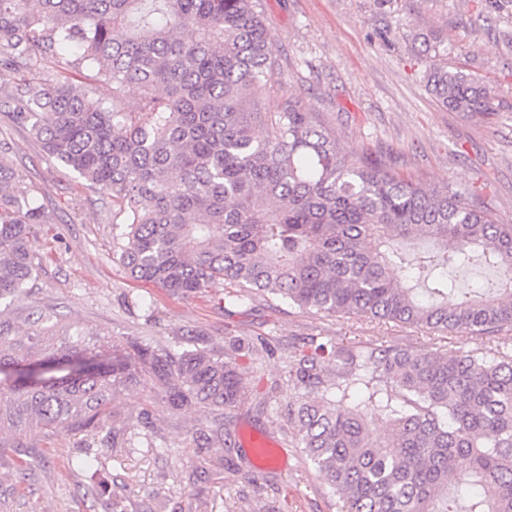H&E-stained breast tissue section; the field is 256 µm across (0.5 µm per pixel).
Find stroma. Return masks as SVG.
Instances as JSON below:
<instances>
[{
    "instance_id": "stroma-1",
    "label": "stroma",
    "mask_w": 512,
    "mask_h": 512,
    "mask_svg": "<svg viewBox=\"0 0 512 512\" xmlns=\"http://www.w3.org/2000/svg\"><path fill=\"white\" fill-rule=\"evenodd\" d=\"M275 62L257 92L263 111L288 99L317 113L344 148L429 186L446 183L491 202L512 224V0H259ZM437 38L438 60L475 76L499 104L491 118L441 107L423 80L418 34ZM17 74L0 67V142L45 217L32 244L40 270L8 318L18 335L102 336L180 352L198 341L227 350L232 336L259 342L234 358L246 377L236 408L224 413V441L199 452L210 419L202 408L173 409L152 381L114 402L116 424L152 425L137 447L111 450L85 434L33 426L23 447L0 448V512H341L342 501L293 435L289 407L302 393L289 358L309 337L339 346L398 345L412 351L512 350V331L438 335L425 328L340 317L256 298L225 309V283L183 299L131 280L112 257L122 231L112 203L48 157L13 115ZM275 444L262 466L248 439ZM89 459L86 468L76 458Z\"/></svg>"
}]
</instances>
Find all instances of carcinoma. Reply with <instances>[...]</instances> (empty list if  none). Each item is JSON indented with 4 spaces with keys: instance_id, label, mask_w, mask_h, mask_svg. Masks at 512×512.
<instances>
[{
    "instance_id": "carcinoma-1",
    "label": "carcinoma",
    "mask_w": 512,
    "mask_h": 512,
    "mask_svg": "<svg viewBox=\"0 0 512 512\" xmlns=\"http://www.w3.org/2000/svg\"><path fill=\"white\" fill-rule=\"evenodd\" d=\"M60 51L73 56L66 66L95 70L94 83L31 73L33 58ZM0 64L21 75L16 119L112 197L125 224L113 255L131 280L177 297L223 281L230 306L267 297L443 334L512 331V224L471 190L430 189L349 153L291 99L274 116L250 102L273 69L256 0H0ZM424 81L451 112L495 114L489 89L460 71L435 63ZM128 95L139 99L130 111L118 105ZM6 154L0 317L38 275L32 225L43 221ZM477 269L491 281L462 291L457 274ZM42 341L12 338L0 320V366H20L0 381V448L22 447L33 425L122 448L112 402L145 376L178 409L226 410L243 391L232 358L207 347L134 343L103 370L37 378L107 353L97 339ZM288 375L304 392L289 410L295 436L343 512H512V355L312 337ZM373 408L391 420L383 439L369 432Z\"/></svg>"
}]
</instances>
